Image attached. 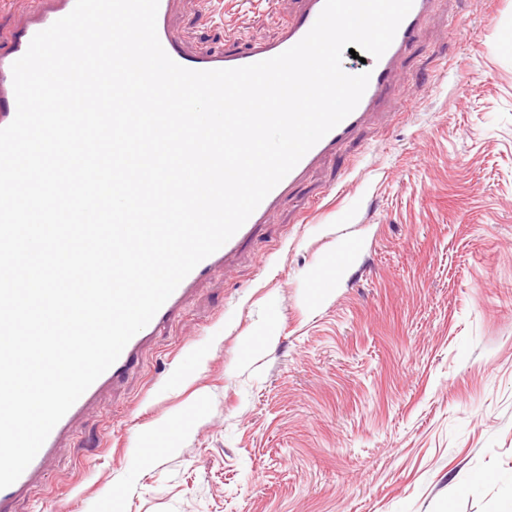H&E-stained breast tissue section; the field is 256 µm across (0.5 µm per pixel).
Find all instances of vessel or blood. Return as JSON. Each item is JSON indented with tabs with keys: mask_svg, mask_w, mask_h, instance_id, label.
<instances>
[{
	"mask_svg": "<svg viewBox=\"0 0 512 512\" xmlns=\"http://www.w3.org/2000/svg\"><path fill=\"white\" fill-rule=\"evenodd\" d=\"M433 0H413V6L400 24L395 38L381 58H368L371 77L368 87L354 111L313 146L296 167L267 195L246 223L214 254L200 262L180 283L152 320L127 343L119 358L74 403L53 428L36 457L23 474L9 487L0 489V512L22 492L27 491L42 476L46 460L67 434L76 417L95 403L100 389L122 378L138 360L149 337L176 318L190 290L204 279L225 257L238 251L251 238L259 225L267 223L272 212L303 174L338 144L355 138L362 130L366 116L381 103L399 79V63L412 49L421 25ZM325 0H302L300 13L292 18L280 37L270 43L253 46L244 52L188 53L182 39L170 26L173 0H159L157 34L167 54L178 64L192 70L234 68L270 59L298 43L312 28L324 7ZM75 0H29L25 15L11 36L7 49L0 51V128L7 126L16 113L11 67L27 50L33 36L71 12Z\"/></svg>",
	"mask_w": 512,
	"mask_h": 512,
	"instance_id": "1",
	"label": "vessel or blood"
}]
</instances>
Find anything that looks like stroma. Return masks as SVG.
<instances>
[{"label": "stroma", "mask_w": 512, "mask_h": 512, "mask_svg": "<svg viewBox=\"0 0 512 512\" xmlns=\"http://www.w3.org/2000/svg\"><path fill=\"white\" fill-rule=\"evenodd\" d=\"M299 7L170 21L242 51ZM400 71L13 512H512V0H435Z\"/></svg>", "instance_id": "stroma-1"}]
</instances>
